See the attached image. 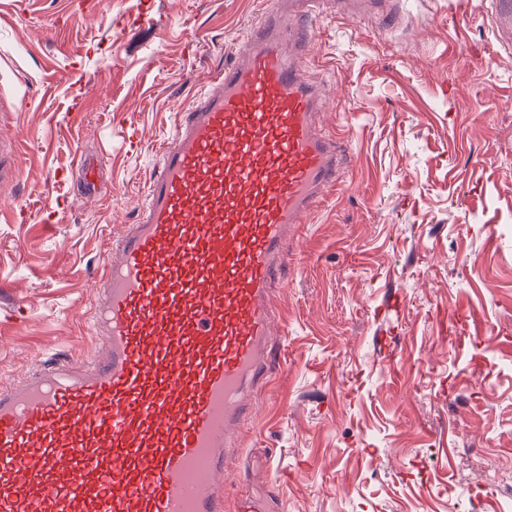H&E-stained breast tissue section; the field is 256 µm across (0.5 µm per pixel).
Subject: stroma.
Segmentation results:
<instances>
[{"instance_id": "35a3bbf8", "label": "stroma", "mask_w": 512, "mask_h": 512, "mask_svg": "<svg viewBox=\"0 0 512 512\" xmlns=\"http://www.w3.org/2000/svg\"><path fill=\"white\" fill-rule=\"evenodd\" d=\"M0 0V384L80 358L90 289L132 223L177 112L262 0ZM346 189L308 218L276 304L283 373L243 428L225 495L271 512H502L512 499V46L456 0L325 16L311 51ZM28 105L16 111L14 97ZM137 133L130 148L127 137ZM107 151L101 193L70 175ZM17 201L32 221L5 212ZM17 145L13 141L0 139V184L16 183L21 176V168L14 160Z\"/></svg>"}]
</instances>
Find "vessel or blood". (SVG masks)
<instances>
[{
  "label": "vessel or blood",
  "mask_w": 512,
  "mask_h": 512,
  "mask_svg": "<svg viewBox=\"0 0 512 512\" xmlns=\"http://www.w3.org/2000/svg\"><path fill=\"white\" fill-rule=\"evenodd\" d=\"M323 0H263L237 57L178 112L93 295L97 355L0 386V512H224L221 477L285 351L299 229L344 185L305 75ZM0 139V184L18 182ZM111 159L79 154L86 190Z\"/></svg>",
  "instance_id": "obj_1"
}]
</instances>
